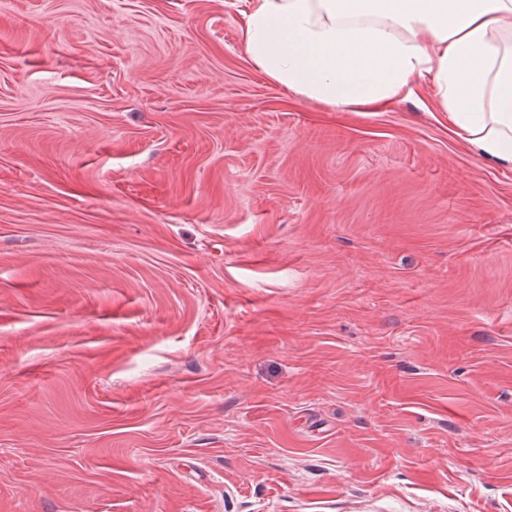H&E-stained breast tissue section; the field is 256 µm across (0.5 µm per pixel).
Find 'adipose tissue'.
<instances>
[{
  "instance_id": "1",
  "label": "adipose tissue",
  "mask_w": 512,
  "mask_h": 512,
  "mask_svg": "<svg viewBox=\"0 0 512 512\" xmlns=\"http://www.w3.org/2000/svg\"><path fill=\"white\" fill-rule=\"evenodd\" d=\"M241 31L263 74L337 111L430 80L449 131L512 167V0H248Z\"/></svg>"
}]
</instances>
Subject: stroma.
I'll return each mask as SVG.
<instances>
[{"label":"stroma","mask_w":512,"mask_h":512,"mask_svg":"<svg viewBox=\"0 0 512 512\" xmlns=\"http://www.w3.org/2000/svg\"><path fill=\"white\" fill-rule=\"evenodd\" d=\"M246 3L0 0V512H512V168Z\"/></svg>","instance_id":"1"}]
</instances>
